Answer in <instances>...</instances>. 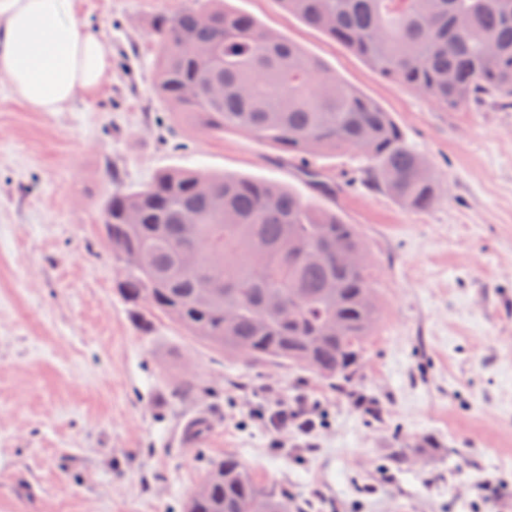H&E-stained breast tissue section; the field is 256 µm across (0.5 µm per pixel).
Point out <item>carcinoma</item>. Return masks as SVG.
Masks as SVG:
<instances>
[{
    "label": "carcinoma",
    "mask_w": 512,
    "mask_h": 512,
    "mask_svg": "<svg viewBox=\"0 0 512 512\" xmlns=\"http://www.w3.org/2000/svg\"><path fill=\"white\" fill-rule=\"evenodd\" d=\"M289 13L364 59L383 77L456 109L488 101L512 108V0H278ZM155 89L176 112L209 118L301 157L322 196L338 183L309 156L359 151L364 182L424 212L443 187L391 116L277 32L204 0L156 16ZM496 53L486 52L488 42ZM224 94L214 97L211 86ZM135 213L138 223H127ZM197 217L195 230L183 217ZM102 231L122 263L117 291L144 325L156 316L186 335L249 361L309 369L347 396L380 319L369 266L346 267L336 249L364 252L356 225L278 184L164 170L101 202ZM195 249L196 268L183 263ZM318 251L322 259L308 255ZM197 388L184 373L179 397ZM185 512H288V493L263 484L234 455L207 464Z\"/></svg>",
    "instance_id": "1"
}]
</instances>
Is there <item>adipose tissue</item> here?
Segmentation results:
<instances>
[{
	"label": "adipose tissue",
	"instance_id": "obj_1",
	"mask_svg": "<svg viewBox=\"0 0 512 512\" xmlns=\"http://www.w3.org/2000/svg\"><path fill=\"white\" fill-rule=\"evenodd\" d=\"M109 59L71 0H0V79L31 109L58 112L76 95L94 97Z\"/></svg>",
	"mask_w": 512,
	"mask_h": 512
}]
</instances>
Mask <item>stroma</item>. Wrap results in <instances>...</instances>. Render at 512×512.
<instances>
[{"mask_svg": "<svg viewBox=\"0 0 512 512\" xmlns=\"http://www.w3.org/2000/svg\"><path fill=\"white\" fill-rule=\"evenodd\" d=\"M191 2L74 0L112 53L97 95L62 111L0 80V512H183L227 454L296 512H512V110L444 109L277 0H226L391 112L446 184L424 212L361 183L319 196L287 152L156 95L149 20ZM166 169L275 182L357 226L381 308L357 398L162 318L143 328L115 292L99 203ZM180 370L198 388L177 399ZM300 398L324 427L277 436L263 414ZM199 414L209 434L182 447ZM399 448L413 465L393 463Z\"/></svg>", "mask_w": 512, "mask_h": 512, "instance_id": "1", "label": "stroma"}]
</instances>
